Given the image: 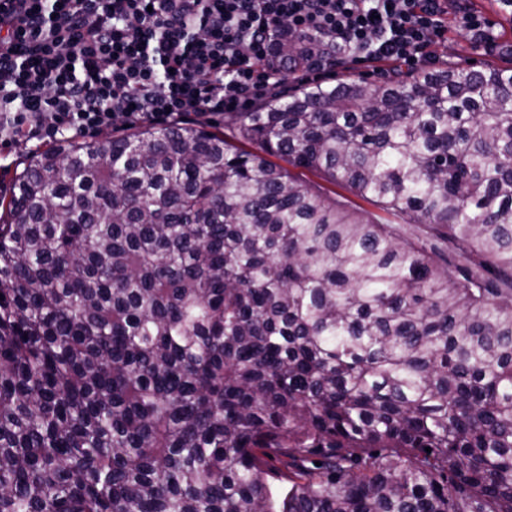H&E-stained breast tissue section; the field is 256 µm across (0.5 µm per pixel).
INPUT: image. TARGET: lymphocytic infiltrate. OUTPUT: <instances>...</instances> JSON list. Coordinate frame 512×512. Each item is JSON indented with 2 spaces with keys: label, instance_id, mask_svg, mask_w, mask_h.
Returning a JSON list of instances; mask_svg holds the SVG:
<instances>
[{
  "label": "lymphocytic infiltrate",
  "instance_id": "1",
  "mask_svg": "<svg viewBox=\"0 0 512 512\" xmlns=\"http://www.w3.org/2000/svg\"><path fill=\"white\" fill-rule=\"evenodd\" d=\"M448 0H0V137L244 110L277 42L322 32L334 66L429 63Z\"/></svg>",
  "mask_w": 512,
  "mask_h": 512
}]
</instances>
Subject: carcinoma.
Instances as JSON below:
<instances>
[{"label": "carcinoma", "mask_w": 512, "mask_h": 512, "mask_svg": "<svg viewBox=\"0 0 512 512\" xmlns=\"http://www.w3.org/2000/svg\"><path fill=\"white\" fill-rule=\"evenodd\" d=\"M233 116L252 148L145 123L0 194V512H512V68Z\"/></svg>", "instance_id": "1"}]
</instances>
